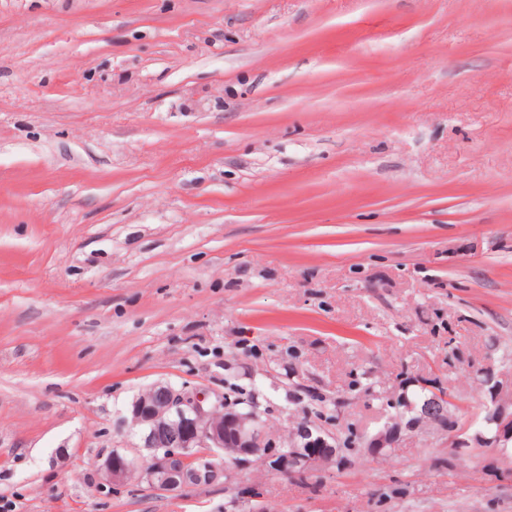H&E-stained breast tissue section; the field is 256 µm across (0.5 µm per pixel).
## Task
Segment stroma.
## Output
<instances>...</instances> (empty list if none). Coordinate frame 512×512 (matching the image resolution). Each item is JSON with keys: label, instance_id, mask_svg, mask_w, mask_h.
Returning <instances> with one entry per match:
<instances>
[{"label": "stroma", "instance_id": "obj_1", "mask_svg": "<svg viewBox=\"0 0 512 512\" xmlns=\"http://www.w3.org/2000/svg\"><path fill=\"white\" fill-rule=\"evenodd\" d=\"M512 401V0H0V505L512 512V451L386 401ZM251 402L277 447L112 484L153 384Z\"/></svg>", "mask_w": 512, "mask_h": 512}]
</instances>
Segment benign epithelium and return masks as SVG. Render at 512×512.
<instances>
[{"label":"benign epithelium","instance_id":"benign-epithelium-1","mask_svg":"<svg viewBox=\"0 0 512 512\" xmlns=\"http://www.w3.org/2000/svg\"><path fill=\"white\" fill-rule=\"evenodd\" d=\"M486 394L483 405L484 422L497 428L489 438L477 429L471 433H456L457 419L453 412L443 419L426 418L429 423L448 429L451 448L461 450L483 445L506 447L512 439V409L500 401L502 382L486 371ZM130 420L140 435V447L146 454L129 458L112 454L104 468L113 483L135 478L150 487L173 492L188 485L205 484L226 475L227 465L241 466L249 458L260 456L301 473H312L317 465L336 455V449L323 437L310 438L312 432H302L304 439L284 453L273 447L264 429L255 424L251 414L227 408L224 402L212 403L204 392H189L168 383L150 387L132 404ZM397 435L389 426L380 430L368 442L379 452ZM234 449L224 460V449Z\"/></svg>","mask_w":512,"mask_h":512}]
</instances>
